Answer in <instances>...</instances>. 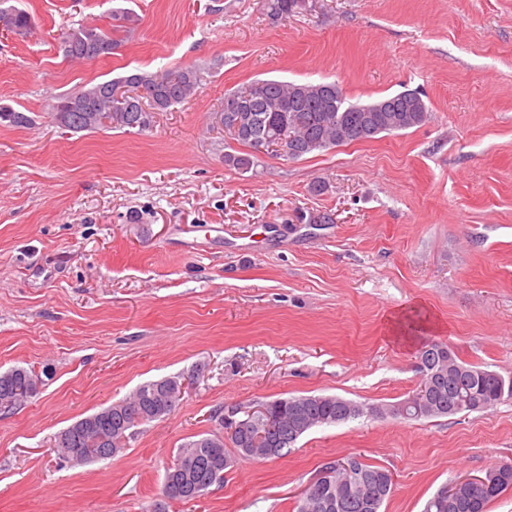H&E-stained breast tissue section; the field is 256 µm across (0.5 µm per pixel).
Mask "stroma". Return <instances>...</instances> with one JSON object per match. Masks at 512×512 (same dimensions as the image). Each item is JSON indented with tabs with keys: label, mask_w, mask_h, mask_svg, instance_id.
<instances>
[{
	"label": "stroma",
	"mask_w": 512,
	"mask_h": 512,
	"mask_svg": "<svg viewBox=\"0 0 512 512\" xmlns=\"http://www.w3.org/2000/svg\"><path fill=\"white\" fill-rule=\"evenodd\" d=\"M0 33V371L45 373L0 410V512H296L346 456L389 470L383 512L512 462V399L433 419L318 427L287 455L233 456L223 484L165 500V469L228 407L298 395L396 403L422 341L512 377V0H308L272 22L261 0H9ZM135 20L114 30L113 16ZM112 55L66 59L72 22ZM201 66L149 129L74 134L55 96L138 69ZM256 79L333 81L369 103L425 93V125L243 173L214 114ZM328 215L325 224L314 223ZM189 381L174 413L108 460L60 465L54 438L140 384Z\"/></svg>",
	"instance_id": "35a3bbf8"
}]
</instances>
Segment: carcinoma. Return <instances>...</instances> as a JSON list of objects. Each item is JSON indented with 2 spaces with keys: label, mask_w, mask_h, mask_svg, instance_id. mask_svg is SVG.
Masks as SVG:
<instances>
[{
  "label": "carcinoma",
  "mask_w": 512,
  "mask_h": 512,
  "mask_svg": "<svg viewBox=\"0 0 512 512\" xmlns=\"http://www.w3.org/2000/svg\"><path fill=\"white\" fill-rule=\"evenodd\" d=\"M273 22L288 19L306 9L307 0H262ZM14 16L17 35L33 28L31 16L12 6L0 13ZM118 42L98 27L78 23L61 36L66 57L91 61L112 54ZM195 66L167 71L136 70L118 79L98 82L55 97L52 112L64 108L67 130L95 132L107 127L112 118L115 129H146L152 113L165 112L187 100L199 85ZM430 110L423 94L404 90L366 104L348 103L336 82H293L255 80L224 93V107L216 113L219 124L231 139L255 151L279 152L299 159L316 151L376 138L383 133L405 131L424 124ZM224 165L250 171L255 157L250 153L224 152ZM422 371L420 385L396 404L367 406L336 395H307L278 398L265 403L269 416L258 412L229 409L242 421V428L226 438L215 432L196 435L179 448L167 467L162 493L165 498L189 502L224 482V470L231 462L227 444L245 458L280 457L306 433L316 427L333 426L362 416L431 419L472 412H484L512 399V377L458 359L447 344L424 342L418 350ZM182 376L146 382L120 403L83 417L59 432L54 452L64 463L81 466L109 459L124 449L129 430L171 415L180 400ZM44 380L36 371L13 367L0 372V408L20 406L16 392L37 395ZM229 443H224V440ZM486 482L468 490L464 508L448 505V492L440 488L426 502L423 512H488L489 504L512 491V462L502 463L485 473ZM391 473L347 457L326 467L317 479L318 487L337 498L335 512H381L392 489Z\"/></svg>",
  "instance_id": "1"
}]
</instances>
